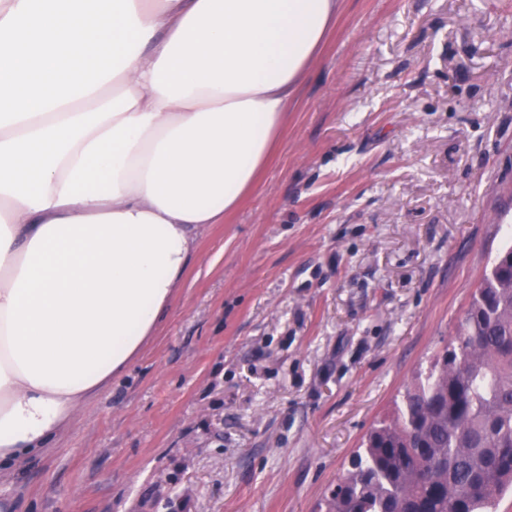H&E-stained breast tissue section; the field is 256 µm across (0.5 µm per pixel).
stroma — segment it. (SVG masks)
I'll return each instance as SVG.
<instances>
[{"instance_id": "obj_1", "label": "stroma", "mask_w": 512, "mask_h": 512, "mask_svg": "<svg viewBox=\"0 0 512 512\" xmlns=\"http://www.w3.org/2000/svg\"><path fill=\"white\" fill-rule=\"evenodd\" d=\"M512 226V0H342L268 167L18 512H320Z\"/></svg>"}]
</instances>
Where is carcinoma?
I'll return each mask as SVG.
<instances>
[{"mask_svg":"<svg viewBox=\"0 0 512 512\" xmlns=\"http://www.w3.org/2000/svg\"><path fill=\"white\" fill-rule=\"evenodd\" d=\"M512 255L337 479L327 512H494L512 491Z\"/></svg>","mask_w":512,"mask_h":512,"instance_id":"1","label":"carcinoma"}]
</instances>
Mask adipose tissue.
<instances>
[{
	"label": "adipose tissue",
	"instance_id": "adipose-tissue-1",
	"mask_svg": "<svg viewBox=\"0 0 512 512\" xmlns=\"http://www.w3.org/2000/svg\"><path fill=\"white\" fill-rule=\"evenodd\" d=\"M340 0H0V473L159 326Z\"/></svg>",
	"mask_w": 512,
	"mask_h": 512
}]
</instances>
